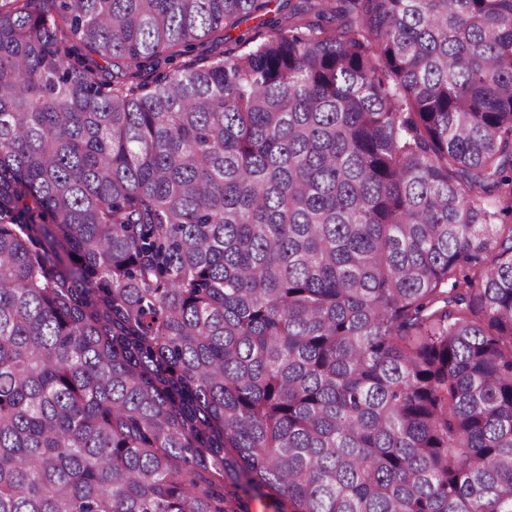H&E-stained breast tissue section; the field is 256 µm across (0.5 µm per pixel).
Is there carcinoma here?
I'll return each instance as SVG.
<instances>
[{
    "label": "carcinoma",
    "mask_w": 512,
    "mask_h": 512,
    "mask_svg": "<svg viewBox=\"0 0 512 512\" xmlns=\"http://www.w3.org/2000/svg\"><path fill=\"white\" fill-rule=\"evenodd\" d=\"M273 2L0 0V512H512V0ZM257 22L258 21L251 20L241 24L237 28L224 29V33H221L224 37V44H221L217 51L234 45V42L239 38H243V40L252 39L254 43L262 41L267 34L268 28L258 27Z\"/></svg>",
    "instance_id": "cac0c4a2"
}]
</instances>
